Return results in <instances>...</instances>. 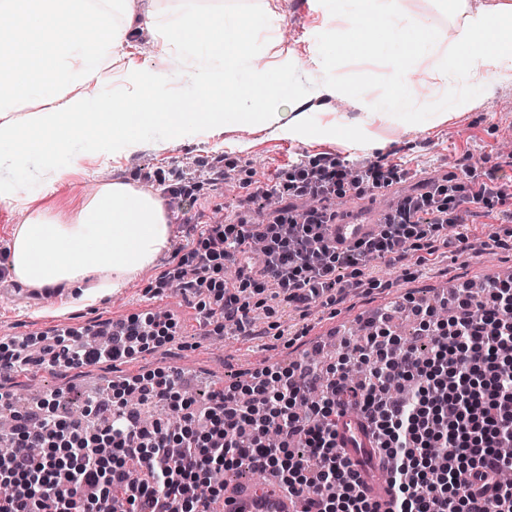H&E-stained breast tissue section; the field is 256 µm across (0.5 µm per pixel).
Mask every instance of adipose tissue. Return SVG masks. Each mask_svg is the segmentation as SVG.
I'll return each instance as SVG.
<instances>
[{
  "instance_id": "1",
  "label": "adipose tissue",
  "mask_w": 512,
  "mask_h": 512,
  "mask_svg": "<svg viewBox=\"0 0 512 512\" xmlns=\"http://www.w3.org/2000/svg\"><path fill=\"white\" fill-rule=\"evenodd\" d=\"M127 2L0 0V15L10 19L0 26V146L11 147L14 167L0 175V204L28 213L15 230L9 267L24 287L85 306L120 292L168 251L171 225L160 195L119 181L101 184L68 218L36 207L83 155L105 162L131 155L152 131L155 149L164 150L208 141L234 122L309 130L288 84L292 57L255 64L260 36L280 28L277 13L265 6L161 12L155 0H141L142 15L161 35L159 62H130L113 77L114 56L131 44ZM319 8L348 45L375 31L370 55L393 66L395 94H372L367 79L356 86L373 148L387 147L375 128L396 113L421 112L439 124L512 82V0L478 9L438 0L452 21L447 33L408 12L405 0H319ZM423 63L433 78L424 101L412 79ZM85 255L92 263H82Z\"/></svg>"
}]
</instances>
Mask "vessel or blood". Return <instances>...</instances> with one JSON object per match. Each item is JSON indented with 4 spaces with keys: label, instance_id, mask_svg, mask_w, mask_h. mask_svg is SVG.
<instances>
[{
    "label": "vessel or blood",
    "instance_id": "1",
    "mask_svg": "<svg viewBox=\"0 0 512 512\" xmlns=\"http://www.w3.org/2000/svg\"><path fill=\"white\" fill-rule=\"evenodd\" d=\"M377 222L367 224H333L329 233L337 247L344 248L377 232ZM337 441L346 457L361 478L372 490L382 512L389 507L388 484L381 471L373 469L374 440L366 427L362 414L351 407L341 408L336 416ZM223 512H301L297 500L288 498L277 485L270 484L256 489L236 486L224 492Z\"/></svg>",
    "mask_w": 512,
    "mask_h": 512
}]
</instances>
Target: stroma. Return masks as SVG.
Here are the masks:
<instances>
[{
  "instance_id": "35a3bbf8",
  "label": "stroma",
  "mask_w": 512,
  "mask_h": 512,
  "mask_svg": "<svg viewBox=\"0 0 512 512\" xmlns=\"http://www.w3.org/2000/svg\"><path fill=\"white\" fill-rule=\"evenodd\" d=\"M281 16L278 32L257 44V57L263 64L273 63L278 54L290 52L296 59L291 75L292 86L301 101L310 130L307 136L294 137L274 128L243 129L229 124L221 136L205 143H180L159 151L147 145L138 152L118 157L110 165L99 164L93 156H85L80 172L54 196L42 199V206L70 215L90 197L96 186L121 181L159 191L160 179L185 169L186 161L197 164L211 162L222 155L238 161L237 178L218 186L203 185L200 208L205 213L220 212L234 216L256 212L262 197H248L241 188L242 179L257 173L272 177L276 169L292 161H308L323 153L356 164L363 160H381L408 171L413 182L443 177L464 178L465 174L481 175L491 168L512 175V155L501 153L498 141L503 130L512 129V110L503 109L504 100H512V83L498 88L494 98L476 102L468 110L456 113L440 125H429L421 112L396 116L384 132L390 144L386 149L369 148L359 123L362 102L354 94L336 98L318 93V75L310 67L314 49L334 56L335 48L328 40L331 27L322 15L317 0H268ZM495 218L476 214L470 217L465 234L473 242V250L456 251L455 247H439L438 262L415 264L418 250L407 269L393 268L375 262L366 272L374 288L350 287L351 270L342 266L336 271L338 287L331 293L335 304L317 305L302 314L287 303H273L271 309L260 310L255 321V335L241 336L215 325H200L197 310L175 294L174 287L161 279L167 268L165 258L140 271L117 294L97 305H64L58 300L17 287L6 268L11 252L13 230L23 223V211L0 205V286L9 293L0 301V345L8 338L45 331L61 324L88 326L135 308L155 311L183 310L186 327L182 341L161 347L155 358L140 363V373L168 367L169 363H193L201 376L192 390L198 405H206L214 375L231 384L248 380L264 367L284 371L309 352L314 341L327 334L341 335L345 325L355 316L369 317L400 302L405 295L430 296L441 284L463 282L475 277L492 278L500 266L512 267V250L495 246L494 237L504 236L508 228L505 216L512 212V200L496 204ZM83 370L60 372L52 368L29 377L14 374L7 382L17 399H24L32 389L43 394H59L74 410L85 407L88 398L82 387Z\"/></svg>"
}]
</instances>
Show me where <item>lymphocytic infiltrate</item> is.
I'll list each match as a JSON object with an SVG mask.
<instances>
[{"label": "lymphocytic infiltrate", "instance_id": "lymphocytic-infiltrate-1", "mask_svg": "<svg viewBox=\"0 0 512 512\" xmlns=\"http://www.w3.org/2000/svg\"><path fill=\"white\" fill-rule=\"evenodd\" d=\"M347 163L325 153L290 164L275 184L253 181V194L279 203L261 222L237 215L215 222L198 212L200 183L177 175L169 195L185 226V244L169 258L164 277L198 301L208 319L245 333L252 325L253 296L275 297L303 307L323 298L336 270H352L351 285L364 287V268L381 259L399 264L416 241L452 236L475 209H493L512 198V178L497 170L449 191L433 180L402 194L377 233L344 250L328 235L339 220L336 202L407 181L395 165L370 161L348 178ZM264 244L262 261L252 257ZM428 339L418 352L397 336L389 320H371L362 343L330 365L319 399L303 364L262 370L248 383L226 387L197 408L178 378L158 369L110 383L105 398L89 401L86 418L61 408L53 396L36 405L38 418L14 415L13 450L0 457V512H216L224 499L220 473L247 469L273 474L301 512H377L336 443L341 393L352 389L387 465L391 512H512V280L499 279L481 293H458L451 311L409 301ZM179 334L169 314L130 317L106 346H88L66 330L31 347L7 345L0 363L17 369L44 363L72 367L118 360L157 349ZM156 399L173 414L142 425L130 407ZM277 428L269 444V428Z\"/></svg>", "mask_w": 512, "mask_h": 512}]
</instances>
